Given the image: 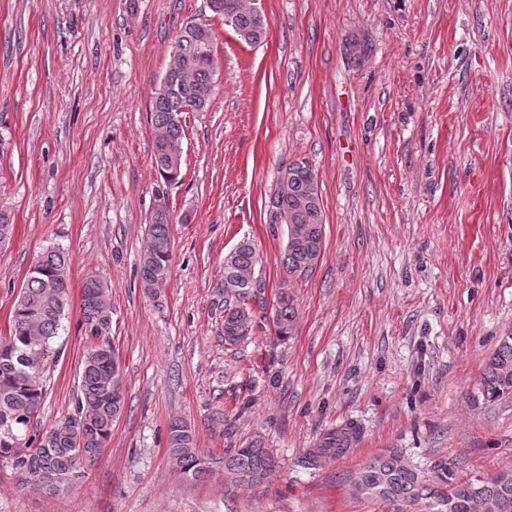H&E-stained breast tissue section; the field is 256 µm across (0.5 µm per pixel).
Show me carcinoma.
<instances>
[{
    "instance_id": "carcinoma-1",
    "label": "carcinoma",
    "mask_w": 512,
    "mask_h": 512,
    "mask_svg": "<svg viewBox=\"0 0 512 512\" xmlns=\"http://www.w3.org/2000/svg\"><path fill=\"white\" fill-rule=\"evenodd\" d=\"M219 16L234 15V31L246 43H257L268 24L253 13L246 0H207ZM182 64L168 74V90H156L149 118L158 138L153 140L155 166L164 183L179 179L181 167L169 163L165 148L182 142L179 114L199 112L210 103L214 87V33L208 25L190 24L176 39ZM309 163L288 182H279L271 207L287 218L288 239L283 267L292 280L308 278L315 270L324 242V210L319 190L313 189ZM167 206L154 210L148 242L140 256L143 290L158 296L170 270L171 224ZM258 255L252 243L241 240L224 256V342L235 345L249 338L253 314L249 302L260 298L264 283L255 276ZM69 257L60 250H46L36 261L20 289L12 312L9 334L0 336V461L11 465L23 484L46 493H59L81 476V470L98 459L99 449L112 436V426L124 410L125 398H114L112 388L123 384L118 358L108 344L95 343L112 321L107 285L90 276L82 286L81 322L94 342L83 360L80 398L75 413L42 432L33 421L45 397L43 373L59 351L54 347L61 319L69 307ZM297 310L293 298L280 293L272 323L281 340L292 336ZM483 399L496 402L512 396V334L502 338L486 362L480 388ZM361 434L350 422L329 432L320 447L307 454L312 466L332 454H345ZM168 456L175 473L186 483L204 481L214 474L209 457L196 446L191 427L181 419L168 426ZM278 463L259 440L224 452V485L258 488L272 478ZM358 499L391 506V512H512V469L482 480H461L448 461L441 459L424 471L403 455H375L350 477Z\"/></svg>"
}]
</instances>
